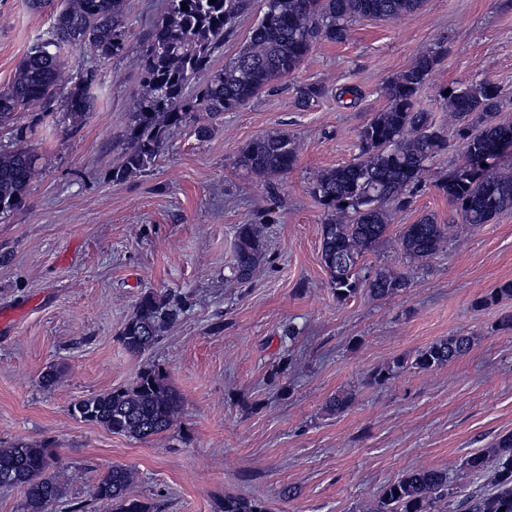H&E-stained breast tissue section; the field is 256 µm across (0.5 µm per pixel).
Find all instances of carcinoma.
I'll return each instance as SVG.
<instances>
[{"instance_id":"obj_1","label":"carcinoma","mask_w":512,"mask_h":512,"mask_svg":"<svg viewBox=\"0 0 512 512\" xmlns=\"http://www.w3.org/2000/svg\"><path fill=\"white\" fill-rule=\"evenodd\" d=\"M424 0H264L263 15L239 51L214 68V53L233 33L247 0H166L165 11L143 47L141 92L125 131L123 162L112 169V181L144 172L155 163L170 131L194 128L207 138L213 123L234 112L274 82L300 69L323 42L343 43L349 26L363 17L393 20L413 13ZM188 9H182V6ZM125 0H65L44 38L29 48L13 80L0 88V124L19 110L59 109L70 126L80 123L94 105L91 90L100 81L95 68L84 71L69 91L59 86L71 80L61 51L83 46L107 59L121 53L127 42ZM438 63L433 51L418 54L388 86V104L375 113L359 133V154L350 163L317 176L312 194L330 212L321 225V260L336 299L355 296L360 283L383 299L409 287L408 273L379 269L359 276L357 265L385 235L396 211L410 204L408 195L421 182L427 164L448 147L444 128L431 114L416 107V96ZM326 88L309 83L296 89L297 104L307 108ZM448 112L463 140L464 160L448 173L441 189L448 195L461 223L477 229L512 210V171L499 164L512 146V125L497 120L500 88L488 79L448 91ZM27 132L18 131L8 149H0V213L22 206L28 185L39 170L40 156L24 145ZM297 160V146L288 134L269 132L252 140L236 164L265 178L286 174ZM399 241L406 257L426 261L448 241V225L426 214L403 226ZM265 257L263 240L253 224L237 228L232 278L252 280ZM512 297V281L476 302L486 307ZM178 310L164 297L148 292L125 324L120 341L132 355L148 351ZM468 336H450L424 347L412 360L399 358L375 370L370 381L383 383L403 369L420 371L443 367L470 349ZM351 392L331 397L326 408L342 413L354 402ZM181 408V397L164 374L144 369L126 388L104 392L72 406L73 415L114 434L147 439L168 431ZM54 450L43 444L18 441L0 448V487L25 491L26 512H47L62 499L67 481L54 469ZM462 466L472 475L493 472L488 489L453 487L448 471L417 468L388 483L367 512H512V433L490 448L466 457ZM135 473L113 466L98 480L94 497L113 506V512H152L151 505L126 497ZM218 512H268L263 502L226 495Z\"/></svg>"}]
</instances>
